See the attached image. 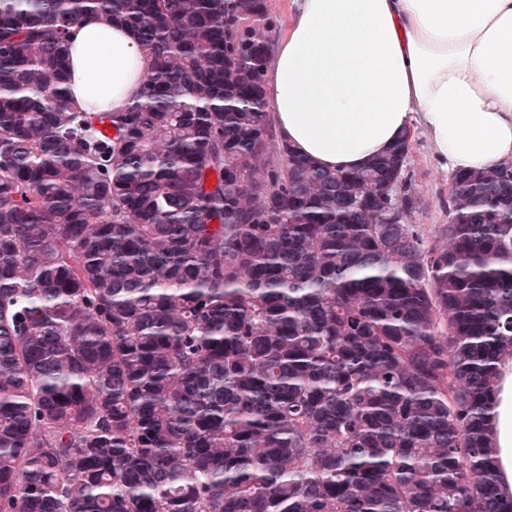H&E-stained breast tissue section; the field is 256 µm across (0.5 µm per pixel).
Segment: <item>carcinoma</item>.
<instances>
[{
  "label": "carcinoma",
  "mask_w": 512,
  "mask_h": 512,
  "mask_svg": "<svg viewBox=\"0 0 512 512\" xmlns=\"http://www.w3.org/2000/svg\"><path fill=\"white\" fill-rule=\"evenodd\" d=\"M88 15L152 62L125 112L69 96ZM269 29L0 0V512H512V161L453 175L426 245L411 135L335 172L274 139ZM497 367L487 438L496 463L499 491L506 497L512 496V357H504Z\"/></svg>",
  "instance_id": "cac0c4a2"
}]
</instances>
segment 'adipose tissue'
Masks as SVG:
<instances>
[{
	"mask_svg": "<svg viewBox=\"0 0 512 512\" xmlns=\"http://www.w3.org/2000/svg\"><path fill=\"white\" fill-rule=\"evenodd\" d=\"M69 45L83 111L140 100L150 61L125 25L86 18ZM271 57L269 120L318 167L362 168L418 129L452 174L512 160V0H291ZM488 442L512 496V357L498 363Z\"/></svg>",
	"mask_w": 512,
	"mask_h": 512,
	"instance_id": "adipose-tissue-1",
	"label": "adipose tissue"
}]
</instances>
